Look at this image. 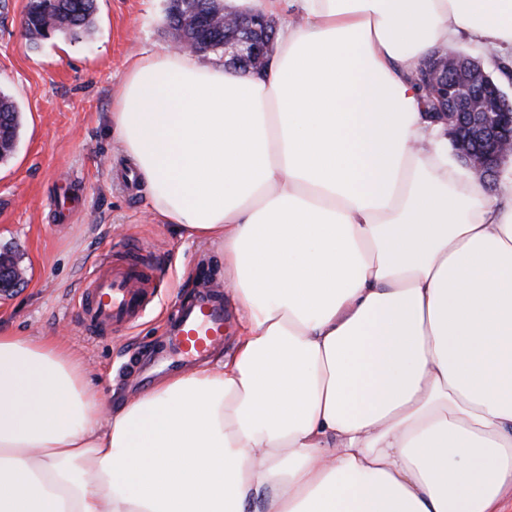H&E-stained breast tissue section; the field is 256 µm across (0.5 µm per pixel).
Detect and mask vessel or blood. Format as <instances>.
<instances>
[{
	"label": "vessel or blood",
	"instance_id": "obj_1",
	"mask_svg": "<svg viewBox=\"0 0 512 512\" xmlns=\"http://www.w3.org/2000/svg\"><path fill=\"white\" fill-rule=\"evenodd\" d=\"M156 288V271L140 250L103 258L78 295L85 333L104 336L130 326L152 303ZM173 333L182 355L205 358L224 341V310L199 298L180 310Z\"/></svg>",
	"mask_w": 512,
	"mask_h": 512
}]
</instances>
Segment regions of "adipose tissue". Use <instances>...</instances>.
Here are the masks:
<instances>
[{"instance_id":"1","label":"adipose tissue","mask_w":512,"mask_h":512,"mask_svg":"<svg viewBox=\"0 0 512 512\" xmlns=\"http://www.w3.org/2000/svg\"><path fill=\"white\" fill-rule=\"evenodd\" d=\"M259 74L130 61L112 125L152 211L222 250L225 360L105 408L57 336L0 333V512H503L512 156L448 158L416 67L512 54V0H235Z\"/></svg>"}]
</instances>
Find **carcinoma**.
<instances>
[{
  "mask_svg": "<svg viewBox=\"0 0 512 512\" xmlns=\"http://www.w3.org/2000/svg\"><path fill=\"white\" fill-rule=\"evenodd\" d=\"M96 0H28L23 24L31 41H43L59 35L78 41L91 31ZM187 7L167 8L165 18L173 38H184L196 43L199 49L222 45L220 34L205 42L198 38L191 27L180 26L178 16ZM20 127L19 111L14 101L0 93V161L8 160L14 153Z\"/></svg>",
  "mask_w": 512,
  "mask_h": 512,
  "instance_id": "cac0c4a2",
  "label": "carcinoma"
}]
</instances>
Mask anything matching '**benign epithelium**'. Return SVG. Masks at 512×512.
<instances>
[{"instance_id": "obj_1", "label": "benign epithelium", "mask_w": 512, "mask_h": 512, "mask_svg": "<svg viewBox=\"0 0 512 512\" xmlns=\"http://www.w3.org/2000/svg\"><path fill=\"white\" fill-rule=\"evenodd\" d=\"M274 22L259 11L224 10V65L257 72L265 68ZM432 109L429 120L444 126L457 159L484 183H493L512 155V98L485 71L482 61L460 51L432 57L419 73ZM24 282L17 267L0 269V285Z\"/></svg>"}]
</instances>
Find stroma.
<instances>
[{"mask_svg":"<svg viewBox=\"0 0 512 512\" xmlns=\"http://www.w3.org/2000/svg\"><path fill=\"white\" fill-rule=\"evenodd\" d=\"M26 4L0 0V91L22 117L15 151L0 162V252H15L26 276L22 288L0 292V333L61 337L92 389L131 398L189 369L170 334L180 305L204 295L223 302L224 343L211 360L231 352L238 332L219 247L182 237L152 212L145 184L130 191L117 177L129 159L111 131L112 104L127 58L169 49L164 0H97L92 36L36 45L23 30ZM64 186L71 216L60 227ZM134 243L152 253L154 303L130 328L84 336L75 301L85 275L101 254Z\"/></svg>","mask_w":512,"mask_h":512,"instance_id":"35a3bbf8","label":"stroma"}]
</instances>
